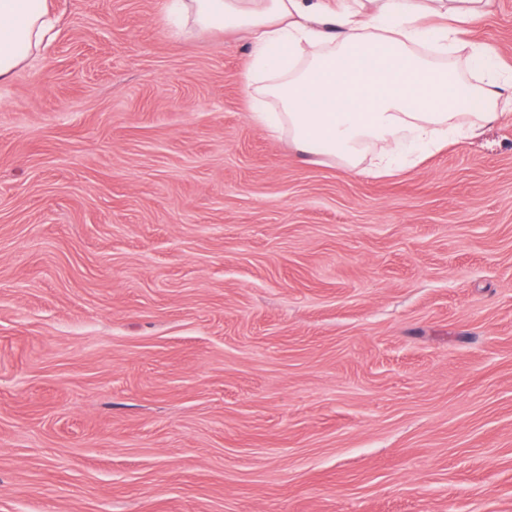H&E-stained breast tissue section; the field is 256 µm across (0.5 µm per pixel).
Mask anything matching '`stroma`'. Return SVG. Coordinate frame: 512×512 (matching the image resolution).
<instances>
[{
    "label": "stroma",
    "instance_id": "1",
    "mask_svg": "<svg viewBox=\"0 0 512 512\" xmlns=\"http://www.w3.org/2000/svg\"><path fill=\"white\" fill-rule=\"evenodd\" d=\"M50 5L0 85V512H512V111L357 174L252 121L247 33ZM463 37L512 68V0Z\"/></svg>",
    "mask_w": 512,
    "mask_h": 512
}]
</instances>
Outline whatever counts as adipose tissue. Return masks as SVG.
<instances>
[{"label":"adipose tissue","mask_w":512,"mask_h":512,"mask_svg":"<svg viewBox=\"0 0 512 512\" xmlns=\"http://www.w3.org/2000/svg\"><path fill=\"white\" fill-rule=\"evenodd\" d=\"M491 0H174L179 22L243 30L253 121L287 133L304 157L375 174L398 170L403 143L424 152L479 137L512 106V78L486 50L460 62L461 26ZM49 0H0V84L45 48Z\"/></svg>","instance_id":"1"}]
</instances>
